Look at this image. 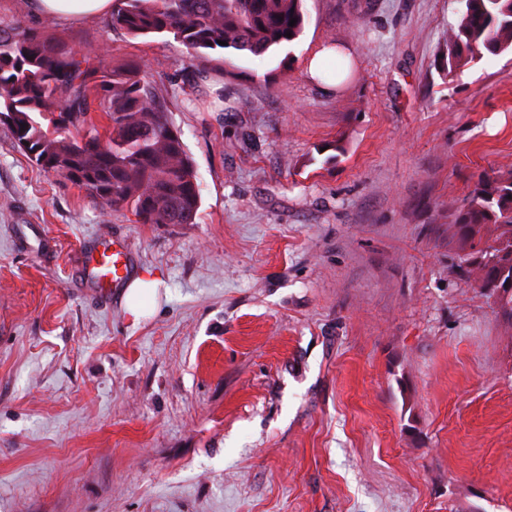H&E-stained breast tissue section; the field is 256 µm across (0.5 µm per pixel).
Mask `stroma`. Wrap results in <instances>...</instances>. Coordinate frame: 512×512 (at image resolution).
Masks as SVG:
<instances>
[{"instance_id": "35a3bbf8", "label": "stroma", "mask_w": 512, "mask_h": 512, "mask_svg": "<svg viewBox=\"0 0 512 512\" xmlns=\"http://www.w3.org/2000/svg\"><path fill=\"white\" fill-rule=\"evenodd\" d=\"M305 8L199 80L173 37L0 0L141 64L201 187L196 223L139 224L0 125V512H512V321L452 274L448 218L512 171V53L443 71L461 0ZM112 236L168 289L142 318L80 267Z\"/></svg>"}]
</instances>
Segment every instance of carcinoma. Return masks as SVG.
<instances>
[{
	"mask_svg": "<svg viewBox=\"0 0 512 512\" xmlns=\"http://www.w3.org/2000/svg\"><path fill=\"white\" fill-rule=\"evenodd\" d=\"M443 61L453 73L475 55L512 51V0H462ZM296 24H290L291 19ZM303 0H112L111 23L133 38L170 35L194 60L222 48L255 56L303 32ZM291 36H285V33ZM226 45H220V42ZM99 49L0 26V124L36 166L141 224H194L198 176L169 108L136 65L102 69ZM106 137V146L95 141ZM453 273L476 279L512 320V172L482 176L450 209Z\"/></svg>",
	"mask_w": 512,
	"mask_h": 512,
	"instance_id": "1",
	"label": "carcinoma"
}]
</instances>
